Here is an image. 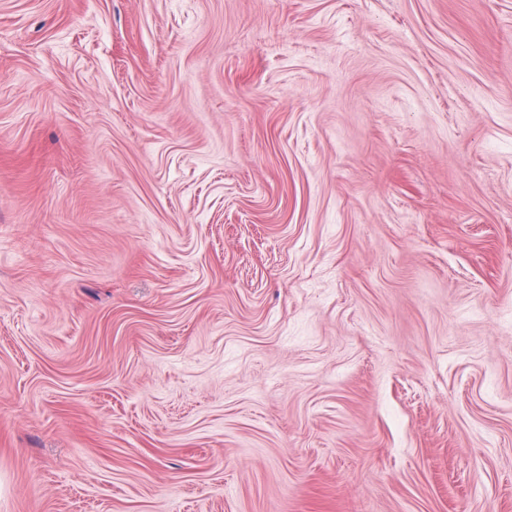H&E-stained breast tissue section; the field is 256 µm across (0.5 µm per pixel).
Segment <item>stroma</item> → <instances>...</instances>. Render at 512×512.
<instances>
[{
	"instance_id": "1",
	"label": "stroma",
	"mask_w": 512,
	"mask_h": 512,
	"mask_svg": "<svg viewBox=\"0 0 512 512\" xmlns=\"http://www.w3.org/2000/svg\"><path fill=\"white\" fill-rule=\"evenodd\" d=\"M0 512H512V0H0Z\"/></svg>"
}]
</instances>
